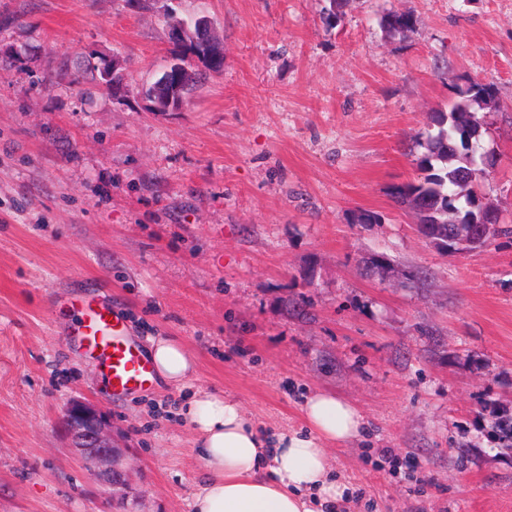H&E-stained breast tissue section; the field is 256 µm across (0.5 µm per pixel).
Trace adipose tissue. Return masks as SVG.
Returning <instances> with one entry per match:
<instances>
[{
	"instance_id": "obj_1",
	"label": "adipose tissue",
	"mask_w": 512,
	"mask_h": 512,
	"mask_svg": "<svg viewBox=\"0 0 512 512\" xmlns=\"http://www.w3.org/2000/svg\"><path fill=\"white\" fill-rule=\"evenodd\" d=\"M147 356L157 378L176 389L196 371L195 357L167 336L153 338ZM301 410L306 432L267 436L238 401L202 390L193 394L184 415L207 471L193 512H327L346 502L349 487L332 476L328 448L358 437L364 418L325 392L310 394Z\"/></svg>"
}]
</instances>
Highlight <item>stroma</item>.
<instances>
[{"label":"stroma","instance_id":"stroma-1","mask_svg":"<svg viewBox=\"0 0 512 512\" xmlns=\"http://www.w3.org/2000/svg\"><path fill=\"white\" fill-rule=\"evenodd\" d=\"M0 0V512H191L205 478L180 408L199 389L262 430L316 390L362 413L329 451L346 512H512V234L449 252L397 185L451 78L493 85L483 187L512 221V0ZM412 14L388 34L384 13ZM208 16L224 69L174 112L145 91L173 22ZM119 58L123 91L91 80ZM112 304L133 337L198 362L120 399L61 300ZM90 403L118 486L64 422ZM393 449L398 476L375 466Z\"/></svg>","mask_w":512,"mask_h":512}]
</instances>
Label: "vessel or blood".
<instances>
[{
    "instance_id": "vessel-or-blood-1",
    "label": "vessel or blood",
    "mask_w": 512,
    "mask_h": 512,
    "mask_svg": "<svg viewBox=\"0 0 512 512\" xmlns=\"http://www.w3.org/2000/svg\"><path fill=\"white\" fill-rule=\"evenodd\" d=\"M76 321L69 334L97 362L113 396L123 397L151 387L155 372L140 348L128 338L124 319L93 296L64 298Z\"/></svg>"
}]
</instances>
